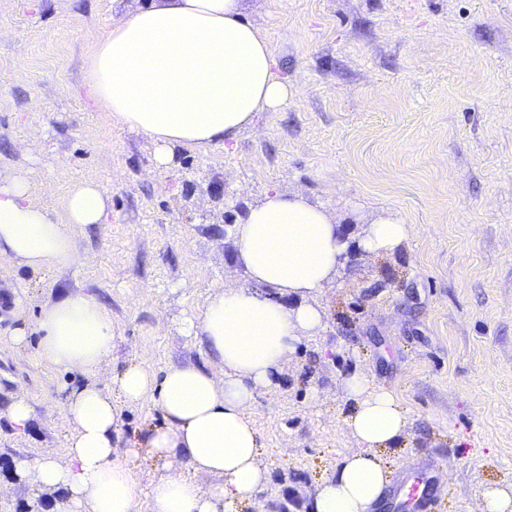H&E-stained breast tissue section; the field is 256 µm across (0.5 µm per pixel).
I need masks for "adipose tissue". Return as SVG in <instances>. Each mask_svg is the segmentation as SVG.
<instances>
[{
  "instance_id": "adipose-tissue-1",
  "label": "adipose tissue",
  "mask_w": 512,
  "mask_h": 512,
  "mask_svg": "<svg viewBox=\"0 0 512 512\" xmlns=\"http://www.w3.org/2000/svg\"><path fill=\"white\" fill-rule=\"evenodd\" d=\"M243 0H146L114 19L88 61V85L113 120L149 135L157 168H169L180 147L231 148L256 112L288 98L269 40L242 18ZM57 223L33 204L26 182L0 178V265L35 269L75 265L71 224H104L110 198L96 181L77 184ZM415 233L388 216L370 224L358 246L383 256ZM239 265L249 287L216 286L187 333L223 364L222 374L195 363L155 370L139 359L112 379L93 378L118 340L106 309L84 291L67 293L42 312V357L82 375L63 413L73 431L63 456L21 459L15 472L45 490L63 491L60 512H231L268 483L264 443L252 418L257 395L278 385L284 357L321 327L314 303L335 274L349 242L327 212L300 194L274 189L249 207L234 227ZM356 409L346 419L358 447L316 490L308 512H372L389 483L378 449L394 445L408 418L395 395L366 377L346 379ZM151 399L161 415L114 456L122 411ZM161 462L163 474L137 469L141 455ZM214 482L197 485L193 473Z\"/></svg>"
}]
</instances>
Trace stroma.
Returning <instances> with one entry per match:
<instances>
[{
	"label": "stroma",
	"instance_id": "35a3bbf8",
	"mask_svg": "<svg viewBox=\"0 0 512 512\" xmlns=\"http://www.w3.org/2000/svg\"><path fill=\"white\" fill-rule=\"evenodd\" d=\"M143 2L0 0V170L61 224L79 182L111 201L108 223L72 226L79 265L0 269V407L16 393L33 407L22 433L0 417V512H55L60 498L13 467L63 455L72 431L62 403L80 378L40 357L41 312L93 296L121 334L110 370L205 363L185 319L213 286L249 283L223 215L275 187L323 208L351 248L319 295L322 326L254 401L269 482L235 512H306L357 447L344 382L359 373L409 419L381 453L389 480L433 457L434 512H480L487 488H512V0H246L291 94L233 150L183 148L163 170L150 136L96 105L86 78L114 14ZM387 215L415 236L363 252Z\"/></svg>",
	"mask_w": 512,
	"mask_h": 512
}]
</instances>
